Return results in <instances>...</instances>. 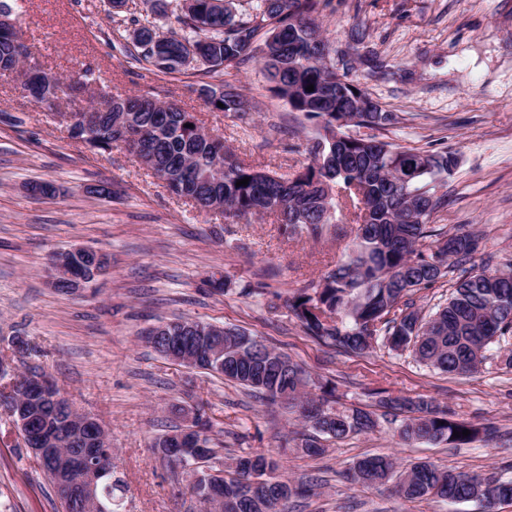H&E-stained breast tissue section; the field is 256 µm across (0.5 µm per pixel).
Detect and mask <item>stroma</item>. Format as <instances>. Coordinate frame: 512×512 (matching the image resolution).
Listing matches in <instances>:
<instances>
[{
    "mask_svg": "<svg viewBox=\"0 0 512 512\" xmlns=\"http://www.w3.org/2000/svg\"><path fill=\"white\" fill-rule=\"evenodd\" d=\"M21 41L48 73L91 69L94 91L146 92L196 114L237 159L293 178L309 162L313 126L277 96L261 64L249 60L218 74L163 73L135 62L134 19L149 0H5ZM319 20L337 55L348 53L355 25L389 65L372 75L356 65L352 79L397 122L387 141L422 150L448 149L457 167L447 202L429 228L477 232V265L512 259V0H330ZM235 86L244 116L209 110L201 86ZM57 108L24 98L12 74L0 75V352L25 339L16 372L54 380L78 409L109 431L112 472L125 485L120 512H197L179 494L180 470L153 448L155 437L182 425L173 405L202 406L224 458L270 453L283 478L312 481L313 495L293 498L290 512H480L474 502L410 503L392 485L363 490L348 473L359 459L387 455L400 466L427 460L457 472L512 480V367L490 349L479 371L448 375L412 352L374 343L363 355L305 333L288 306L300 288L345 259L350 241L289 235L274 218L230 224L197 212L126 150H89L70 138ZM53 185L31 194L30 182ZM112 192L97 194L101 185ZM88 247L108 265L90 289L62 294L47 279L53 251ZM229 277L228 291L217 288ZM183 317L235 326L261 337L298 363L308 392L336 384L337 407L373 412L376 428L309 457L295 447L298 412L267 405L224 379L174 364L149 347L144 332ZM432 401L449 418L497 430L493 441L454 448L405 444L399 419L385 414L378 390ZM0 512H63L39 459L24 448L0 412Z\"/></svg>",
    "mask_w": 512,
    "mask_h": 512,
    "instance_id": "obj_1",
    "label": "stroma"
}]
</instances>
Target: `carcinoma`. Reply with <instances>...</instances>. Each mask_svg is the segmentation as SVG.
<instances>
[{"label":"carcinoma","instance_id":"carcinoma-1","mask_svg":"<svg viewBox=\"0 0 512 512\" xmlns=\"http://www.w3.org/2000/svg\"><path fill=\"white\" fill-rule=\"evenodd\" d=\"M181 0L176 15L179 29L162 33L149 23L134 30L135 61L169 73L189 67L207 74L224 71L250 59H259L273 90L305 115L315 129L308 153L310 163L291 179H283L224 151L220 137L203 133L196 116L148 94L111 95L98 99L88 94L94 78L88 69L67 80L48 77L17 33L0 32V62L22 59L33 64L31 73L45 86L64 87L89 95L86 108L96 111L90 129L93 147L109 151L120 145L116 119L124 112L135 116L147 136L149 164L177 196L202 207L224 203V218L260 215L267 211L291 234L313 237L340 235L344 220L355 216L352 248L345 261L318 283L297 293L290 302L305 331L346 352L362 354L383 337L389 350H412L425 365L453 375L472 374L486 359L489 345L512 335V261L493 269L471 266L453 283L445 306L428 316L414 307L411 293L430 288L467 264L478 250L479 236L471 231L444 233L436 244L423 247L430 237L427 223L445 202L438 194L456 167L446 151L429 152L395 145L380 132L394 124L393 113L349 78L351 63L359 61L371 72L383 68L366 50L362 26H354L348 45L354 58L343 64L345 83L336 86V58L319 22L328 0ZM314 85V91L306 90ZM207 108L240 116L246 105L240 93L224 85L221 95L202 86ZM192 127H187V124ZM410 179L398 184L392 172ZM249 178L248 185L236 182ZM256 337L235 328L224 330V364L201 360L197 368L223 379L260 399L301 409L297 447L306 456L325 452L321 439L343 440L366 433L377 425L374 414L361 409L335 407V388L310 397L304 370L293 361L279 366L285 354L272 345L254 352ZM383 407L405 411L399 437L405 442L448 443L456 448L479 435L494 438L495 430L448 418L432 402L384 396ZM68 416L64 402L48 403L47 412L33 417L41 430ZM464 429L467 436L455 437ZM196 437L218 458L224 441L201 426ZM110 448L98 440L94 424L84 426L70 452L79 457ZM279 463L271 455L239 456L224 468V512H288L293 497L311 488L278 475ZM352 484L371 488L395 480V492L409 502L431 498L479 502L491 496L512 500V481L444 470L430 462H416L397 471L389 456H366L349 473ZM98 499L109 512H118L123 485L112 474L97 487Z\"/></svg>","mask_w":512,"mask_h":512}]
</instances>
